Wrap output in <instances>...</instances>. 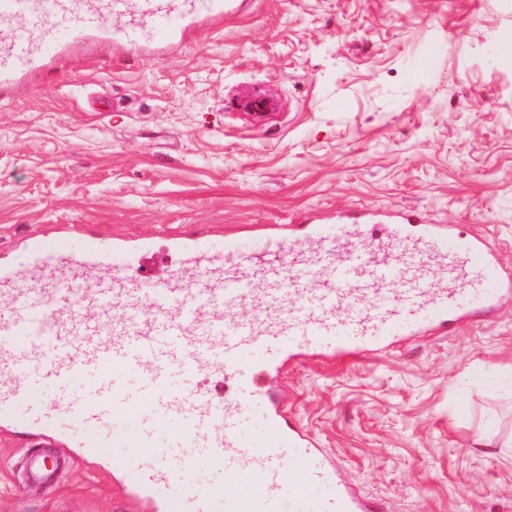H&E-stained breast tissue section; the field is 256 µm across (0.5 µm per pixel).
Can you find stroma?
I'll use <instances>...</instances> for the list:
<instances>
[{
    "label": "stroma",
    "mask_w": 512,
    "mask_h": 512,
    "mask_svg": "<svg viewBox=\"0 0 512 512\" xmlns=\"http://www.w3.org/2000/svg\"><path fill=\"white\" fill-rule=\"evenodd\" d=\"M254 92L278 102L261 123L240 106ZM404 209L483 239L512 278V0H242L183 44L93 47L0 94L6 263L63 232L147 242L166 276L183 232L246 248L261 224ZM460 300L477 313L455 332L314 348L281 373L288 417L388 512H512V295ZM146 424L89 448L64 411L1 420L0 512H139L112 464L140 459ZM34 450L66 455L50 486L27 478Z\"/></svg>",
    "instance_id": "35a3bbf8"
}]
</instances>
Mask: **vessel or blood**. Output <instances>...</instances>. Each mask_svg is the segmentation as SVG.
Segmentation results:
<instances>
[{"mask_svg": "<svg viewBox=\"0 0 512 512\" xmlns=\"http://www.w3.org/2000/svg\"><path fill=\"white\" fill-rule=\"evenodd\" d=\"M0 0V90L70 48L69 29L113 47L139 44L142 36L160 44L180 41L207 18L228 12L227 0ZM113 16L122 28L108 27ZM24 20L39 33L30 41L17 26ZM382 236L374 267L359 259L366 231ZM256 249L244 252L233 240L222 250L182 236L173 243L181 261L164 279L142 276L131 264L126 243L86 238L72 247L67 236H37L27 246L26 267L0 263V372L13 376L0 386V416L21 415L38 425L59 410L76 415L104 447L102 433L117 415L144 406L175 427L165 453L181 466L189 434L204 441L205 459L224 474V512H281L283 499L303 485L322 487L303 512H376L377 503L359 498L310 437L282 414L273 379L288 362L305 354L309 339L327 355H356L391 337L422 328L445 329L472 317L458 291L427 292L418 269L427 260H452L496 276L490 251L478 239L457 244L452 229L425 224L416 212L383 219L340 214L335 224L277 226L258 231ZM99 283L87 288L88 272ZM272 307L260 320H236L238 306ZM213 311L200 318L203 307ZM126 315L112 322L113 311ZM140 370L131 388L122 376ZM85 371L98 375L85 396L32 398L22 382L31 377L62 385ZM178 375L188 381L178 395L158 381ZM261 411L269 432L255 452L236 422ZM250 461L242 478L240 464ZM122 492L153 512H211L215 495L190 488L178 496L163 490L174 473L167 468L118 467Z\"/></svg>", "mask_w": 512, "mask_h": 512, "instance_id": "1", "label": "vessel or blood"}]
</instances>
